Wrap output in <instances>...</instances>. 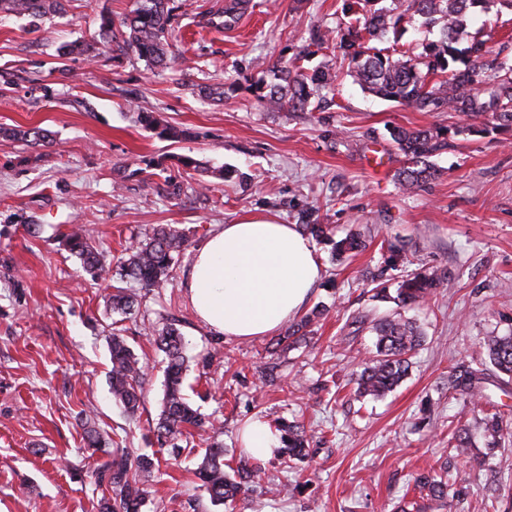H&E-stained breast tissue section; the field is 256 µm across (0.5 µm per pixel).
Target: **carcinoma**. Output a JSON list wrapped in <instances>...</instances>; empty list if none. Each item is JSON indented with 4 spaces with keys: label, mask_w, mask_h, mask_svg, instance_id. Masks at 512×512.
I'll return each mask as SVG.
<instances>
[{
    "label": "carcinoma",
    "mask_w": 512,
    "mask_h": 512,
    "mask_svg": "<svg viewBox=\"0 0 512 512\" xmlns=\"http://www.w3.org/2000/svg\"><path fill=\"white\" fill-rule=\"evenodd\" d=\"M494 5L512 8V0H347L349 21L344 27L311 29L303 53L284 64L269 69V78L257 83L254 96L261 106L272 111L302 112L311 98L333 88L336 73L332 64L324 62L312 69L302 61L336 43L340 59L347 63L346 76L363 91L381 99L424 112L453 110L483 121L466 128L471 134H486L489 128L512 127V57L495 58L487 69L491 78L483 75L479 59L484 41L466 33L468 19L489 10ZM60 0H0V15L26 16L34 21L58 12ZM175 0H138L129 14L101 18L102 34H112V41L135 51L138 58L151 67L166 66L170 61L169 36ZM421 25L437 29L433 40L420 44V51L404 48L401 40L414 17ZM390 40L392 44L379 48L373 42ZM493 82V89L484 85ZM489 94V99L482 95ZM142 125L159 131V135L174 143L193 137L184 127L162 122L152 112H140ZM392 142L405 158L398 174L405 189L419 187L437 175L438 169L430 158L448 147L442 129L423 127L406 130L394 127L389 131ZM177 166L193 177L202 172L225 178L226 172L212 170L189 155L175 157ZM65 245L78 257L84 270L93 277L104 271L103 254L89 244L85 230L73 228L65 236ZM365 249L357 233L335 243L339 254H359ZM185 250V239L177 231L158 225L142 240H133L125 248V259L119 262L115 275L121 282H134L151 292L175 280L176 266ZM445 276L436 270L413 272L403 279L395 300L402 307L426 303L438 289L444 287ZM112 309L125 314L140 304L138 296L126 287H115L110 297ZM320 311L306 315L280 341L300 340L307 333ZM375 351L362 364L356 383L363 396L380 398L392 392L408 375L411 358L421 346V334L412 322L401 314L382 316L373 324ZM154 343L166 359L164 393L153 427L157 443L180 453L179 437L190 428L201 429L209 423L200 409L191 405L183 393V380L189 357L179 324L170 322L156 329ZM489 363L501 374L512 378V333L490 336L485 341ZM111 369L109 389L114 402L134 417L144 402L145 367L133 353L121 330L112 329L110 338ZM485 368L461 367L452 374L449 385L461 395H481ZM279 434L281 447L276 454L302 461L309 456L308 441L297 424L280 419L272 421ZM488 449L512 439V423L494 411L481 419ZM99 484L105 486V512H141L147 493L146 486L154 480L158 467L155 456L137 454L112 441L107 459L93 462ZM259 459L243 450L234 462L224 461V448L212 443L206 449L196 469L201 487L215 507H225L246 494L259 477ZM419 498L440 501L448 498V475L429 470L414 479Z\"/></svg>",
    "instance_id": "1"
}]
</instances>
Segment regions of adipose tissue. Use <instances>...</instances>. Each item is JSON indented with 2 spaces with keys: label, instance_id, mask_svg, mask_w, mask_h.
Masks as SVG:
<instances>
[{
  "label": "adipose tissue",
  "instance_id": "ef3b65f1",
  "mask_svg": "<svg viewBox=\"0 0 512 512\" xmlns=\"http://www.w3.org/2000/svg\"><path fill=\"white\" fill-rule=\"evenodd\" d=\"M320 275L315 245L297 225L249 219L224 225L196 249L185 288L212 331L252 339L297 315Z\"/></svg>",
  "mask_w": 512,
  "mask_h": 512
}]
</instances>
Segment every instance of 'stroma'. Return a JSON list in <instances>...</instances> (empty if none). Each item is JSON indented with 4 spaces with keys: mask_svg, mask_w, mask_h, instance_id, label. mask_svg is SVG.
<instances>
[{
    "mask_svg": "<svg viewBox=\"0 0 512 512\" xmlns=\"http://www.w3.org/2000/svg\"><path fill=\"white\" fill-rule=\"evenodd\" d=\"M239 26L212 25L225 0H183L172 21L169 69H150L134 53L114 58L100 39L102 16L133 9L134 0H61L59 12L38 24L0 16V512H100L104 494L85 459L84 423L94 421L104 443L125 439L157 452L160 474L142 512H214L193 475L210 443L194 432L192 454L158 450L149 424L163 396L162 352L146 329L175 318L192 359L185 392L222 427L226 455L241 449L240 428L260 416L304 424V461H265L235 512H396L417 473L450 463L467 489L460 499L427 503L425 512H512V443L486 453L479 428L489 405L512 420V378L487 368L484 398L448 391L457 366L486 361L484 340L512 332V131L466 133L468 117L420 112L363 92L344 76L332 108L267 112L246 93L216 102L192 85H248L262 66L299 54L313 24L337 26L344 0H256ZM489 55L512 54V11L493 7L472 16ZM91 43L92 57L60 59L58 49ZM153 112L190 128L196 137L174 143L137 121ZM441 126L448 148L435 156L432 181L407 192L398 182L404 157L389 127ZM48 132L28 146L2 137L5 129ZM388 159L375 181L363 156ZM191 155L212 169L208 201L187 193L174 200L154 177L157 163ZM249 216L281 224L331 225L316 241L322 277L310 305L326 312L304 340L275 345L273 337L234 340L217 335L196 315L184 288L190 255L173 285L147 295L138 312L112 311L107 299L124 246L157 224L197 247L209 234ZM86 229L104 251L105 271L94 279L66 249L71 225ZM353 229L366 249L335 259L332 242ZM417 248L418 263L447 282L421 308L398 309L377 298L368 279L383 271L397 286L407 267L389 265L388 241ZM416 319L423 346L407 378L384 399L357 396L351 380L373 347L374 319L395 312ZM120 328L147 363L144 405L129 418L109 393L108 338ZM469 430L474 452L455 456L448 438ZM268 483L294 486L267 499Z\"/></svg>",
    "mask_w": 512,
    "mask_h": 512,
    "instance_id": "1",
    "label": "stroma"
}]
</instances>
